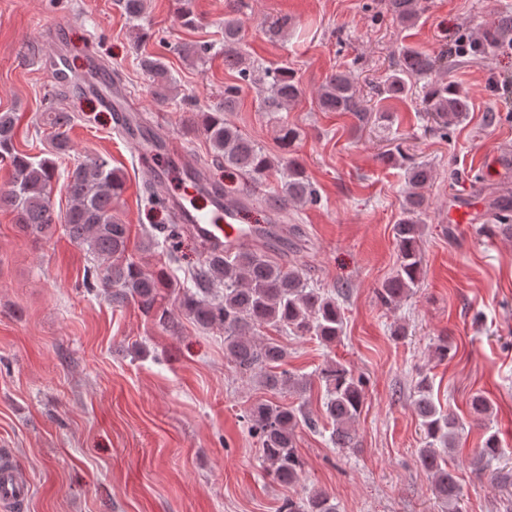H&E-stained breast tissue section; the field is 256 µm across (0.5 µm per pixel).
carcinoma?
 I'll return each mask as SVG.
<instances>
[{
    "label": "carcinoma",
    "instance_id": "1",
    "mask_svg": "<svg viewBox=\"0 0 512 512\" xmlns=\"http://www.w3.org/2000/svg\"><path fill=\"white\" fill-rule=\"evenodd\" d=\"M425 8L424 0H387L386 9L402 23L413 25ZM242 24L239 18L224 17V66L237 71L239 78L262 88V107L267 112H282L296 101L302 90L293 74L285 67L270 68L257 74L246 65L237 51ZM512 35V12L498 16L495 25L467 40L473 45L469 53L480 57L493 53ZM207 44H184L177 47L185 59H202L210 52ZM453 50L432 56L413 47H404L385 82L375 87L374 94L383 99H399L409 90L410 82L427 77L430 82L423 99L424 110L448 135V129L459 124L469 111L465 90L448 81V66ZM140 65L150 79V94L158 104L172 99L174 82L164 60L154 55L141 57ZM241 86L224 87V100L211 111H200L193 126L205 135L211 156L224 161V166L254 184L269 178L278 164L237 129L224 113L234 108ZM318 102L326 112H348L358 121L367 118L368 110L354 89L350 74L337 71L325 78L318 91ZM17 118L13 112H0V166L11 178L7 188L0 189V210L13 214L15 223L34 238L46 234L55 224L71 242L83 248L94 265L87 270L82 287L101 292L115 306L134 302L146 315L156 311L169 292H178L179 308L204 329L224 331V349L237 371L260 375V383L272 394L285 390L302 391L307 378L288 369V353L271 339H261L266 329L285 330L295 336H314L322 342L336 341L343 321L336 297L312 288L298 269L282 262L288 241L278 234L260 229L255 241L234 251H203L204 257L193 269L191 287H176L162 270H146L130 259L129 227L118 217L114 203L125 189L119 170L108 158L77 159L66 172V188L70 198L64 214H56L51 204L56 164L51 158H38L19 148L15 139ZM75 121L73 113L51 105L42 117L47 126L51 154L71 151L68 131ZM301 132L283 121L279 127L282 148L290 152ZM432 179L431 167L414 164L407 169L408 189L403 217L393 226L398 247L396 274L377 290L380 303L391 309L417 287L422 260L419 240L422 234L426 199L422 192ZM224 201L240 208L257 203L273 216L282 217L292 205L313 206L318 194L305 171L295 160L285 164L284 180L274 192L255 200L244 191L232 196L223 189ZM489 213L504 234L512 235V191H495L489 202ZM318 379L326 388L324 414L332 425L329 442L338 448L355 445L353 427L364 400V381L351 370L334 361L326 362L318 371ZM433 381L422 374L414 385L413 409L423 432L424 447L418 449V461L432 480L433 491L448 508L457 509L461 488L455 473L444 465V454L456 447L462 422L451 411L444 412L433 400ZM471 414L486 423L490 405L480 394L472 397ZM248 428L261 447L263 471L283 484L296 483L305 463L296 446V430L301 426L316 427L302 407L284 406L276 400H264L246 412ZM500 455L498 433L486 428L485 439L472 460L480 473ZM280 512H338L333 498L315 491L305 498L288 499Z\"/></svg>",
    "mask_w": 512,
    "mask_h": 512
}]
</instances>
